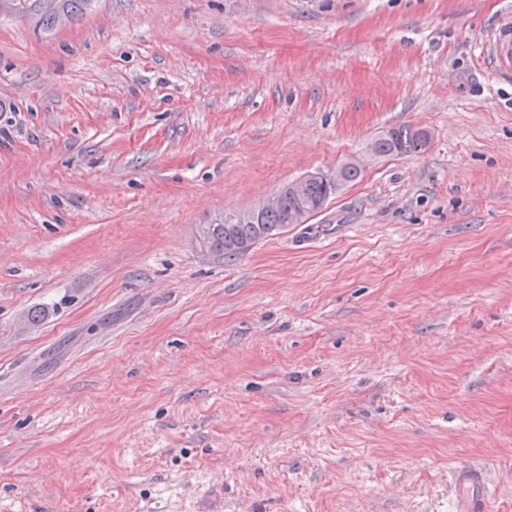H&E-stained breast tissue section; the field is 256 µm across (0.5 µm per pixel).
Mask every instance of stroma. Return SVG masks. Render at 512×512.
I'll list each match as a JSON object with an SVG mask.
<instances>
[{
  "label": "stroma",
  "instance_id": "1",
  "mask_svg": "<svg viewBox=\"0 0 512 512\" xmlns=\"http://www.w3.org/2000/svg\"><path fill=\"white\" fill-rule=\"evenodd\" d=\"M91 2L0 14V512H512V0ZM89 0H1L0 10L5 9L18 10L33 15L36 20V26L43 30H52L56 24L64 25L68 19L76 20L83 14L86 7L90 4ZM57 18V23H56ZM484 54L494 73L501 77L512 74V23L501 22L485 44ZM428 136L411 126H400L388 130L371 143V150L379 156L411 155L425 149ZM340 167L341 169L337 167L336 172H331L325 176L312 173L289 183L288 187L285 186L280 190L281 202L279 207L271 212L263 214L277 205L279 192L258 201L248 209L238 210L236 215L237 221H235L232 212H224V216L223 214L218 216V220H223V223H215L213 221L211 224H206V246L213 252L223 254L225 258L237 257L246 253L259 241L277 235L282 230L287 229L289 224H293L294 214L299 208L306 207L308 211L313 212V215L318 213L330 196L336 192L334 184L330 182L312 183L308 185L306 193L302 198L290 193H300L307 183L322 177L325 180L334 181L336 184L343 180V183L346 184L360 176L361 169L359 166L345 162ZM308 211H298L294 218L295 224H303L308 216ZM257 220L258 222L256 223ZM229 224L231 225V231L225 232L224 229ZM456 491V512H485L487 482L485 471L479 467L463 466L453 477Z\"/></svg>",
  "mask_w": 512,
  "mask_h": 512
}]
</instances>
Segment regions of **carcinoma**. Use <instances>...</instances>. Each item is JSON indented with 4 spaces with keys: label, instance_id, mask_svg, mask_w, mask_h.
<instances>
[{
    "label": "carcinoma",
    "instance_id": "obj_1",
    "mask_svg": "<svg viewBox=\"0 0 512 512\" xmlns=\"http://www.w3.org/2000/svg\"><path fill=\"white\" fill-rule=\"evenodd\" d=\"M90 0H0V10H18L34 16L36 25L44 30L56 26L59 13L73 21L83 14ZM428 136L411 126H400L388 130L371 143V150L379 156L411 155L426 148ZM336 186L330 182H315L308 185L306 193L299 198L281 189V202L277 209L263 214L255 224H239L232 212L224 213V222L207 225L205 244L213 252L225 257H237L246 253L256 243L279 234L293 223L295 212L305 207L318 213L324 207Z\"/></svg>",
    "mask_w": 512,
    "mask_h": 512
}]
</instances>
